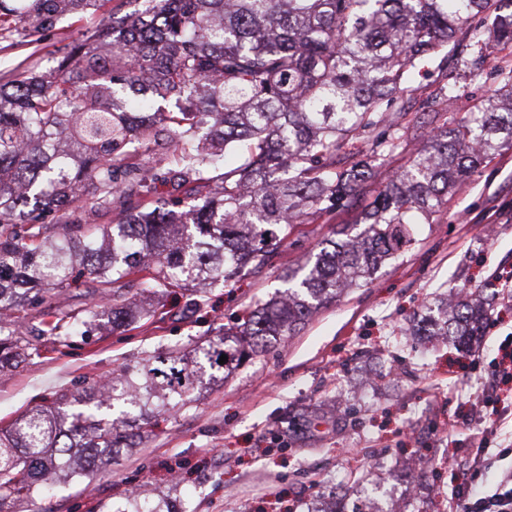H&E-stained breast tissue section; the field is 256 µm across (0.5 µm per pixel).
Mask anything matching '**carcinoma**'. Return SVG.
Listing matches in <instances>:
<instances>
[{
  "instance_id": "carcinoma-1",
  "label": "carcinoma",
  "mask_w": 512,
  "mask_h": 512,
  "mask_svg": "<svg viewBox=\"0 0 512 512\" xmlns=\"http://www.w3.org/2000/svg\"><path fill=\"white\" fill-rule=\"evenodd\" d=\"M97 0H0V21L25 18L33 37ZM97 36L106 53L73 48L53 69L26 72L0 86V300L18 285L28 303L70 285L75 274L100 286L85 315L49 314L31 336L66 340L104 315L120 327L149 313L144 300L107 306V288L129 278L141 294L192 287L204 293L262 267L269 241L288 238L316 213L344 207L373 177L367 161L340 154L341 143L388 130L385 147L407 140L394 108L412 91L422 59L439 60L441 80L426 112L452 100L457 77L448 53L459 32L478 66L485 41L468 26L494 3L497 44L512 47V0H134ZM512 140V74L477 116L448 132L431 129L427 144L379 189L374 210L315 260L284 277V290L246 321L252 345L296 331L323 303L369 280L414 241L448 191ZM166 140L180 161L160 177L200 191L183 214L164 206L128 211L116 224L83 223L88 210L124 204L152 173L131 162ZM227 150L239 162L226 167ZM86 197L81 207L73 206ZM55 214L47 225L24 223L25 211ZM480 314L467 299L447 305L445 319L422 325L433 336L471 335ZM216 335L188 352L154 351L139 367L103 380L90 393L63 394L0 429V506L30 498L95 466L83 449L107 457L132 447L121 429L151 427L185 407L209 370L228 368L245 351ZM228 361L221 364V355ZM40 356L19 332L0 336V371ZM121 512H172L136 493Z\"/></svg>"
}]
</instances>
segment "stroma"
<instances>
[{
  "label": "stroma",
  "mask_w": 512,
  "mask_h": 512,
  "mask_svg": "<svg viewBox=\"0 0 512 512\" xmlns=\"http://www.w3.org/2000/svg\"><path fill=\"white\" fill-rule=\"evenodd\" d=\"M130 8V0H100L84 18H63L35 40L24 37L18 19L1 24L0 84L54 67L73 45L98 50L99 25ZM448 68L459 74L456 97L439 123L452 128L497 93L502 72L512 69V50L491 44L479 70L468 72L456 58ZM438 84L436 62H422L404 105L408 144L376 156L378 182L406 168L426 144L422 103ZM376 193V184L368 185L351 206L306 218L271 246L263 268L214 286L200 311L192 310L190 291L177 289L155 295L150 316L129 326H100L65 343L32 337L41 356L0 373V426L119 375L147 353L189 350L216 331L237 330L257 302L283 289L288 270L370 211ZM494 205L512 208V142H500L367 284L195 389L190 404L161 416L137 447L122 449L80 482L0 512H117L133 491L170 498L177 512H434L469 480L473 447L463 422L476 415L499 344L512 341V304L498 279L512 272V223L480 221ZM462 287L483 291L493 330L464 343L408 332L410 322L437 318L438 294ZM97 299L93 283L81 278L41 305L0 309V327L23 330L44 313H78ZM416 460L424 469H412ZM355 465L370 468L368 483H352Z\"/></svg>",
  "instance_id": "35a3bbf8"
}]
</instances>
